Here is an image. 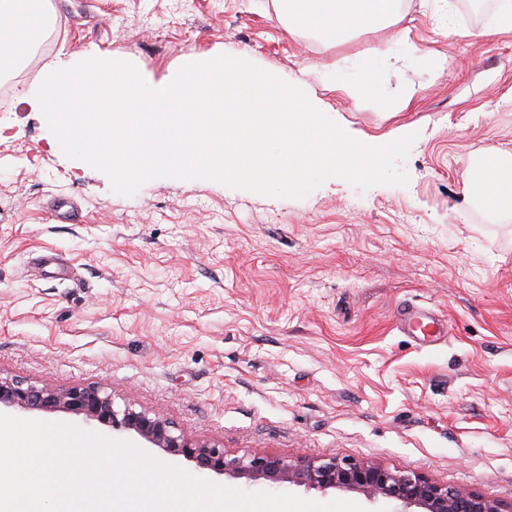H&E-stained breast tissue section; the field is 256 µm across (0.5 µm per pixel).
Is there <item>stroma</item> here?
Segmentation results:
<instances>
[{"label":"stroma","mask_w":512,"mask_h":512,"mask_svg":"<svg viewBox=\"0 0 512 512\" xmlns=\"http://www.w3.org/2000/svg\"><path fill=\"white\" fill-rule=\"evenodd\" d=\"M45 4L50 45L0 111V375L104 385L238 455L371 459L511 501L512 211L467 187L485 150L512 156V31L486 33L463 0H405L425 57L394 46L373 109L340 62L384 30L331 48L289 35L273 0ZM202 53L303 84L361 142L415 134L408 185L333 177L289 199L159 178L125 197L63 155L33 100L50 62L103 56L157 82ZM409 309L447 334L400 330Z\"/></svg>","instance_id":"stroma-1"}]
</instances>
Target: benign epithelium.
<instances>
[{"instance_id": "7a95c632", "label": "benign epithelium", "mask_w": 512, "mask_h": 512, "mask_svg": "<svg viewBox=\"0 0 512 512\" xmlns=\"http://www.w3.org/2000/svg\"><path fill=\"white\" fill-rule=\"evenodd\" d=\"M63 412L95 421L115 434L135 438L147 448L191 462L206 474L249 485L298 487L355 493L370 503L388 502L397 512H512V503L490 499L468 487H448L412 471L392 470L371 460L328 458L292 460L275 454L237 456L201 442L167 418L151 415L127 401L116 405L98 385L53 388L0 376V409Z\"/></svg>"}]
</instances>
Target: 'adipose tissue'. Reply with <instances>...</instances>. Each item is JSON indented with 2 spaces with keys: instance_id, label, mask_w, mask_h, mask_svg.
Returning a JSON list of instances; mask_svg holds the SVG:
<instances>
[{
  "instance_id": "obj_1",
  "label": "adipose tissue",
  "mask_w": 512,
  "mask_h": 512,
  "mask_svg": "<svg viewBox=\"0 0 512 512\" xmlns=\"http://www.w3.org/2000/svg\"><path fill=\"white\" fill-rule=\"evenodd\" d=\"M403 0H276V14L289 33L316 35L323 42L338 45L356 32L387 28L391 39L406 43L398 29ZM43 25L39 8L26 0H0V74L12 72L30 52ZM478 179L472 180L469 195L481 202H493L495 210H512V163L495 156L492 162L476 160Z\"/></svg>"
}]
</instances>
